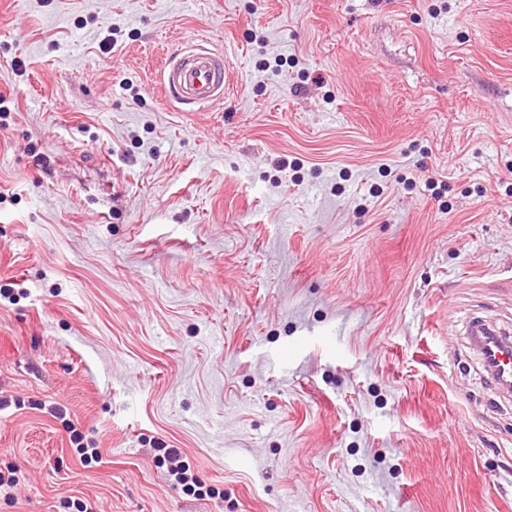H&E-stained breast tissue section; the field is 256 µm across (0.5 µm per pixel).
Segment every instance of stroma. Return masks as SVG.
<instances>
[{
	"label": "stroma",
	"mask_w": 512,
	"mask_h": 512,
	"mask_svg": "<svg viewBox=\"0 0 512 512\" xmlns=\"http://www.w3.org/2000/svg\"><path fill=\"white\" fill-rule=\"evenodd\" d=\"M0 94V512H512V0H0ZM165 92L191 111L224 97V57L200 44H192L161 70ZM486 332H488L486 327L472 325V342L496 385L510 392L512 386V342L507 337L496 334L484 336ZM489 341H493V343L488 345Z\"/></svg>",
	"instance_id": "stroma-1"
}]
</instances>
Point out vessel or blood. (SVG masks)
<instances>
[{
	"label": "vessel or blood",
	"instance_id": "vessel-or-blood-1",
	"mask_svg": "<svg viewBox=\"0 0 512 512\" xmlns=\"http://www.w3.org/2000/svg\"><path fill=\"white\" fill-rule=\"evenodd\" d=\"M165 92L179 105L192 109L224 95V58L200 44L191 45L170 60L161 71ZM472 342L494 382L512 389V341L486 336L479 326L471 328Z\"/></svg>",
	"mask_w": 512,
	"mask_h": 512
}]
</instances>
